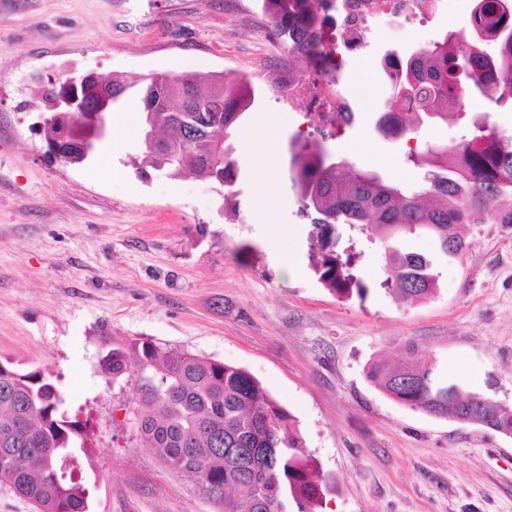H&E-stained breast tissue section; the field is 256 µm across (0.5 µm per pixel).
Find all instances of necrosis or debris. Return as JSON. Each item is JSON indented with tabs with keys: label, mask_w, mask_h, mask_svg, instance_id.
Here are the masks:
<instances>
[{
	"label": "necrosis or debris",
	"mask_w": 512,
	"mask_h": 512,
	"mask_svg": "<svg viewBox=\"0 0 512 512\" xmlns=\"http://www.w3.org/2000/svg\"><path fill=\"white\" fill-rule=\"evenodd\" d=\"M451 9L452 0H319L320 52L310 66V79L294 84L315 132L331 134L353 120L349 100L339 90L349 56L365 50L382 27H426Z\"/></svg>",
	"instance_id": "obj_1"
}]
</instances>
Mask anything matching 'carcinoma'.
Listing matches in <instances>:
<instances>
[{"label":"carcinoma","mask_w":512,"mask_h":512,"mask_svg":"<svg viewBox=\"0 0 512 512\" xmlns=\"http://www.w3.org/2000/svg\"><path fill=\"white\" fill-rule=\"evenodd\" d=\"M302 0H263L278 36L291 51H317L315 15ZM496 74L472 68L473 49L455 50L437 43L424 60L406 57L402 72L388 77L395 91H405L408 112L393 115L388 126L375 123L387 139H415L423 127L465 117L461 99L481 98L496 107H512V31L496 41ZM112 86L135 91L143 101L158 94L163 108L152 113L159 143L180 140L179 89H191L210 136L191 146L194 165L179 153L144 149L145 164L176 178L192 173L232 187L240 168L224 146V159L210 157L213 139L236 132L244 113L261 95L247 79L188 73L173 81L153 77L112 76ZM460 148L442 143L411 149L409 160L423 171L414 186L397 184L373 170H353L324 161L320 141L297 143L289 173L299 191L300 212L311 222L357 224L371 229L386 247L388 286L413 303L432 296L438 275L433 261L388 243L402 235L426 232L444 256L466 249L468 224H512V136L487 123ZM323 284L342 296L368 288L342 275L335 257H324ZM99 365L117 382L126 377L140 407L137 436L156 449L165 466L180 465L201 473L198 491L207 499L220 495L224 512H319L332 481L304 447L293 416L245 369L202 358L185 350L162 349L141 338L102 337ZM366 378L376 388L411 408L446 417L472 414L503 434H512V410L482 393L465 392L440 370L418 362L414 353L388 364L375 361ZM484 400L473 408L475 398ZM69 398L60 377L43 371L23 373L0 362V484L31 501L37 512H88V489L79 473L86 446L80 422L69 417Z\"/></svg>","instance_id":"carcinoma-1"}]
</instances>
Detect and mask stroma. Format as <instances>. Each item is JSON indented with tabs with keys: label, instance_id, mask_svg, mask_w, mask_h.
Returning a JSON list of instances; mask_svg holds the SVG:
<instances>
[{
	"label": "stroma",
	"instance_id": "stroma-1",
	"mask_svg": "<svg viewBox=\"0 0 512 512\" xmlns=\"http://www.w3.org/2000/svg\"><path fill=\"white\" fill-rule=\"evenodd\" d=\"M450 30L468 38L464 10L425 32L379 35L350 57L341 85L355 120L326 139L332 157L414 182L409 143L375 130L391 94L376 57ZM292 59L262 0H0V361L62 374L91 454L89 512H224L137 439L130 384L100 370L106 334L247 370L294 417L308 454L334 480L323 512H512V435L405 406L365 376L369 363L411 351L512 406V224L468 225L457 257L441 256L429 234L403 237L402 248L434 259L438 287L421 302L397 300L376 237L299 213L288 143L305 117L293 91L273 87ZM89 71L265 85L228 138L240 166L234 199L207 179L138 172L142 114L132 97L117 107L125 127L110 128L92 162L46 157L33 77ZM271 127L272 154L256 143ZM364 143L376 159L360 153ZM267 187L274 196L263 205ZM272 224L295 277L268 244ZM327 255L366 296L324 287Z\"/></svg>",
	"mask_w": 512,
	"mask_h": 512
}]
</instances>
